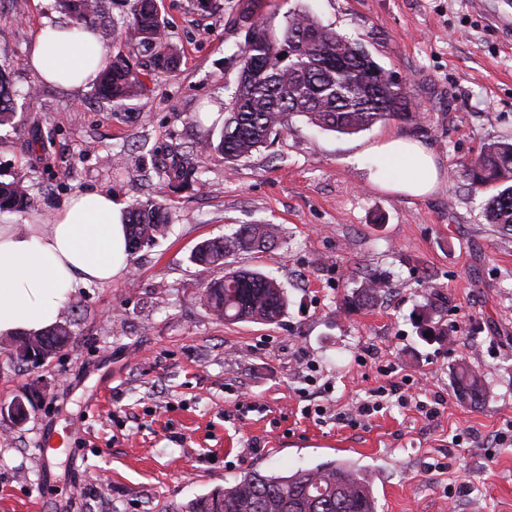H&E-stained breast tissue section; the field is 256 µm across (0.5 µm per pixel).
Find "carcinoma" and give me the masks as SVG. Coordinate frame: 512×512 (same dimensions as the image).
<instances>
[{
	"instance_id": "carcinoma-1",
	"label": "carcinoma",
	"mask_w": 512,
	"mask_h": 512,
	"mask_svg": "<svg viewBox=\"0 0 512 512\" xmlns=\"http://www.w3.org/2000/svg\"><path fill=\"white\" fill-rule=\"evenodd\" d=\"M59 7L71 14L75 24L90 26L100 14L102 0H57ZM319 33V40L296 54L285 57L281 49L299 34ZM358 43L322 25L307 12L286 16L280 35L268 31L262 20L253 22V36L240 49L235 63L236 87L229 112L224 115V130L214 145L224 162L234 165L247 159L268 143L271 135L289 127L295 115L322 130L352 134L390 119H410L413 112L401 86L388 82L381 88L367 87L359 81L373 59L359 58L351 52L344 58V68L336 69V45ZM118 52L112 63L102 69L98 95L120 102L142 94V83L131 59L148 58L153 70L169 72L178 62V51L168 41L156 0H135L132 19L123 29L114 31ZM15 118L13 95L0 76V126ZM463 177L471 190L495 187L497 192L487 202L485 216L489 223L512 232V142L484 144L471 158L460 162ZM161 171L172 182L195 180L197 170L185 164L178 148L169 150L159 160ZM30 202L28 186L20 178L0 183V210H20ZM168 211L149 198L133 203L126 212L129 251L134 253L164 237L169 230ZM277 227L273 224H243L230 237L204 240L196 245L190 259L206 267L224 266V276L213 278L204 288L202 299L209 312L229 322L276 324L285 314L288 297L277 279L259 271L230 269L229 259L239 250L268 249L274 243ZM384 282L369 279L357 294L346 300L347 307L360 309L383 291ZM69 327L52 324L45 330L12 340L16 350L34 348L51 358L71 341ZM455 385L460 396L477 405L486 391L485 375L470 366H458ZM181 512H376L371 480L352 464H319L286 475L248 470L233 483L211 494L188 502Z\"/></svg>"
}]
</instances>
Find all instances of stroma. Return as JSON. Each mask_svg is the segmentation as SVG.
Returning a JSON list of instances; mask_svg holds the SVG:
<instances>
[{"mask_svg": "<svg viewBox=\"0 0 512 512\" xmlns=\"http://www.w3.org/2000/svg\"><path fill=\"white\" fill-rule=\"evenodd\" d=\"M212 2L157 0L180 65L144 69L142 95L115 104L26 67L38 30L72 21L56 0H0L17 111L0 126V182L24 178L31 195L0 224L50 220L80 190L126 207L150 197L170 216L125 275L70 293L56 321L74 336L58 355L17 363L0 335V406L27 409L0 413V512H42L47 488L51 512H178L250 469L330 462L369 472L377 512H512V235L488 223L489 191H469L459 166L512 138V35L490 19L512 0H252L245 18L240 0ZM294 10L364 44L414 118L340 134L296 115L235 166L198 154L220 136L253 20L277 32ZM49 128L53 143L31 150ZM390 133L433 151L435 193L374 184L369 149ZM171 144L200 167L190 186L154 171V148ZM243 224L278 227L271 249L234 261L283 284L279 324H230L200 300L222 272L194 264L193 248ZM372 276L386 282L380 300L346 309ZM461 361L489 382L479 405L456 392ZM374 394L381 411L360 415Z\"/></svg>", "mask_w": 512, "mask_h": 512, "instance_id": "stroma-1", "label": "stroma"}]
</instances>
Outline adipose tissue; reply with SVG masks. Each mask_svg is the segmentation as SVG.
Wrapping results in <instances>:
<instances>
[{"label": "adipose tissue", "mask_w": 512, "mask_h": 512, "mask_svg": "<svg viewBox=\"0 0 512 512\" xmlns=\"http://www.w3.org/2000/svg\"><path fill=\"white\" fill-rule=\"evenodd\" d=\"M25 64L46 82L80 86L94 82L107 54L95 32L49 24ZM372 154L381 188L414 197L437 189L436 159L420 141L389 134ZM129 259L123 206L107 194H73L47 227L37 219L23 232L0 225V334L43 330L72 288L122 277Z\"/></svg>", "instance_id": "adipose-tissue-1"}]
</instances>
